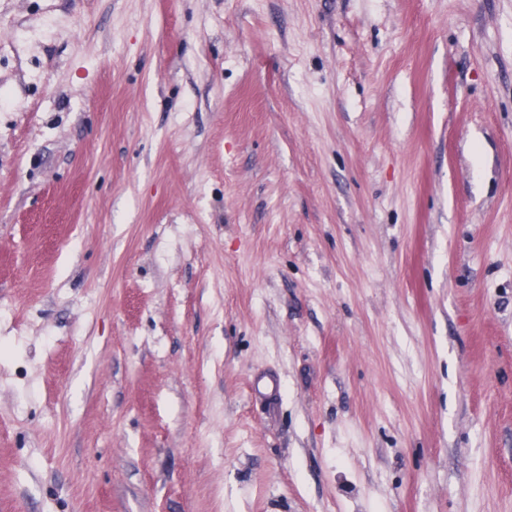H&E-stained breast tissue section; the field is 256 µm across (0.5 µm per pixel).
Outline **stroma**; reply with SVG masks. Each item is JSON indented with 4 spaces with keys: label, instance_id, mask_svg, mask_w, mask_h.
<instances>
[{
    "label": "stroma",
    "instance_id": "obj_1",
    "mask_svg": "<svg viewBox=\"0 0 512 512\" xmlns=\"http://www.w3.org/2000/svg\"><path fill=\"white\" fill-rule=\"evenodd\" d=\"M0 512H512V0H0Z\"/></svg>",
    "mask_w": 512,
    "mask_h": 512
}]
</instances>
